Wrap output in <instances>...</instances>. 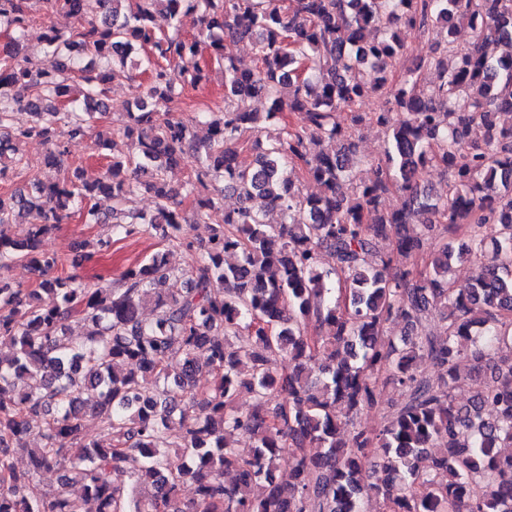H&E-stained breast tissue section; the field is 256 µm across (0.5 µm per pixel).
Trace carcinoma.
<instances>
[{"label": "carcinoma", "mask_w": 512, "mask_h": 512, "mask_svg": "<svg viewBox=\"0 0 512 512\" xmlns=\"http://www.w3.org/2000/svg\"><path fill=\"white\" fill-rule=\"evenodd\" d=\"M54 13L74 26L47 23ZM190 13L198 29L185 39ZM38 18L46 64L22 51ZM459 22L475 34L468 47L452 36ZM406 27L441 39L391 86ZM1 28L15 37L0 51V180L30 166L18 144L31 138L60 179L0 192V227L27 223L20 238L0 233V340L12 348L0 355V512H363L369 496L386 512H512V454L501 452L512 447V127L496 121L512 112V0H0ZM227 39L252 42L258 65L240 68ZM203 46L224 68V105L186 119V89L206 81ZM130 66L147 85L124 125L102 128L110 82ZM371 97L383 107L356 110ZM17 112L30 122L16 125ZM284 112L300 125L262 141ZM366 121L386 128L390 148L374 181L358 186L353 135ZM113 137L127 150L86 180L69 143L100 151ZM191 153L176 189L170 175ZM421 167L448 172L443 195L419 188ZM298 170L318 194L300 195ZM139 191L154 196L153 214L126 208ZM226 192L240 206L224 223L204 242L183 237V223L206 222ZM270 208L281 223L266 222ZM75 215L112 221L120 240L185 247V281L160 252L127 267L117 288L54 274L63 260L42 239ZM442 227L469 234L437 245L424 272H394L378 254L383 240L422 253ZM111 245L75 242L71 266ZM228 253L241 260L226 263ZM23 261L36 275L27 288L5 277ZM465 262L475 274L459 285L451 270ZM396 318L410 333L386 344ZM276 353L288 372L270 366ZM423 359L438 378L418 371ZM483 371L484 385L458 405L453 390ZM389 385L403 401L379 428L357 426ZM242 391L255 400L246 413L232 406ZM87 412L99 436L84 443ZM242 434L253 440L247 458L235 448ZM373 448L383 449L381 477L367 484ZM16 453L27 468L15 467ZM51 467L61 488L48 498L38 477ZM124 473L128 488L115 482ZM188 483L195 498L181 506Z\"/></svg>", "instance_id": "carcinoma-1"}]
</instances>
